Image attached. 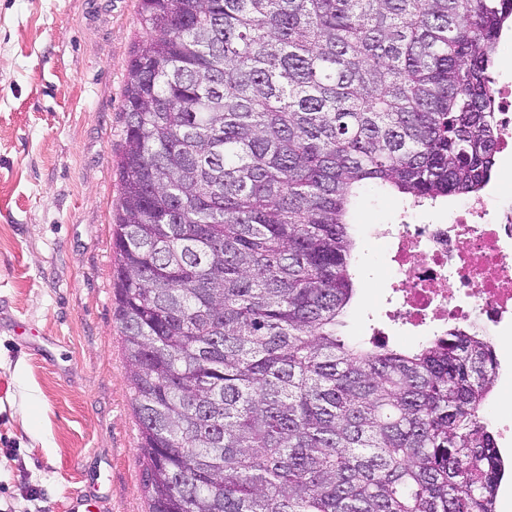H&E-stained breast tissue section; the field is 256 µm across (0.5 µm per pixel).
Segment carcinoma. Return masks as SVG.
Segmentation results:
<instances>
[{"instance_id": "carcinoma-1", "label": "carcinoma", "mask_w": 512, "mask_h": 512, "mask_svg": "<svg viewBox=\"0 0 512 512\" xmlns=\"http://www.w3.org/2000/svg\"><path fill=\"white\" fill-rule=\"evenodd\" d=\"M115 319L149 512H495L489 338L342 334L350 210L478 196L512 0H139Z\"/></svg>"}]
</instances>
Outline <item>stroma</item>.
I'll return each mask as SVG.
<instances>
[{
	"instance_id": "35a3bbf8",
	"label": "stroma",
	"mask_w": 512,
	"mask_h": 512,
	"mask_svg": "<svg viewBox=\"0 0 512 512\" xmlns=\"http://www.w3.org/2000/svg\"><path fill=\"white\" fill-rule=\"evenodd\" d=\"M143 34L138 0H0V512H66L79 494L107 512H148L139 423L115 322L113 217L124 89ZM398 197L367 187L355 206L357 295L345 333L391 321L390 223ZM486 400L508 423L512 354Z\"/></svg>"
}]
</instances>
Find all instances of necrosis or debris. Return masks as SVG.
<instances>
[{
  "label": "necrosis or debris",
  "instance_id": "obj_1",
  "mask_svg": "<svg viewBox=\"0 0 512 512\" xmlns=\"http://www.w3.org/2000/svg\"><path fill=\"white\" fill-rule=\"evenodd\" d=\"M491 84L499 150L512 154V81L495 75ZM510 197L505 175L494 194L465 199L447 218L416 222L404 212L399 223L377 225L390 246L402 322L432 336L470 323L500 337L512 322V212L498 202Z\"/></svg>",
  "mask_w": 512,
  "mask_h": 512
}]
</instances>
